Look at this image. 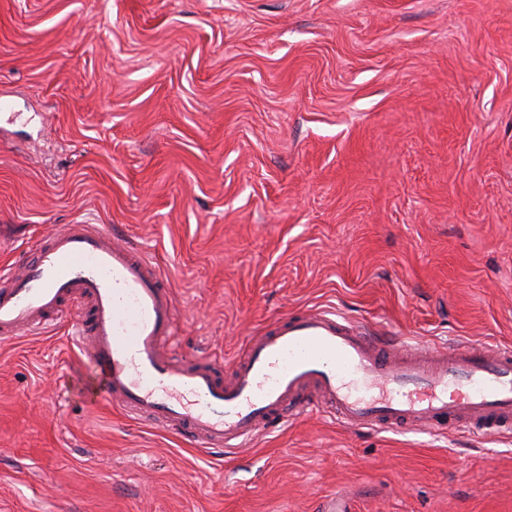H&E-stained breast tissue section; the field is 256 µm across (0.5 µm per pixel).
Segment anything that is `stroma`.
I'll use <instances>...</instances> for the list:
<instances>
[{"label": "stroma", "mask_w": 512, "mask_h": 512, "mask_svg": "<svg viewBox=\"0 0 512 512\" xmlns=\"http://www.w3.org/2000/svg\"><path fill=\"white\" fill-rule=\"evenodd\" d=\"M0 264L112 225L178 350L328 308L512 347V0H0ZM73 313L0 341V512H512V437L320 409L228 453L88 404Z\"/></svg>", "instance_id": "obj_1"}]
</instances>
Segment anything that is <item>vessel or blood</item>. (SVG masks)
<instances>
[{
    "instance_id": "vessel-or-blood-1",
    "label": "vessel or blood",
    "mask_w": 512,
    "mask_h": 512,
    "mask_svg": "<svg viewBox=\"0 0 512 512\" xmlns=\"http://www.w3.org/2000/svg\"><path fill=\"white\" fill-rule=\"evenodd\" d=\"M66 309L93 392L207 448L247 447L312 408L355 429L512 433V350L490 342L407 346L316 308L252 336L227 372L209 356L176 353L162 271L106 225H61L0 270L1 341L38 333Z\"/></svg>"
}]
</instances>
